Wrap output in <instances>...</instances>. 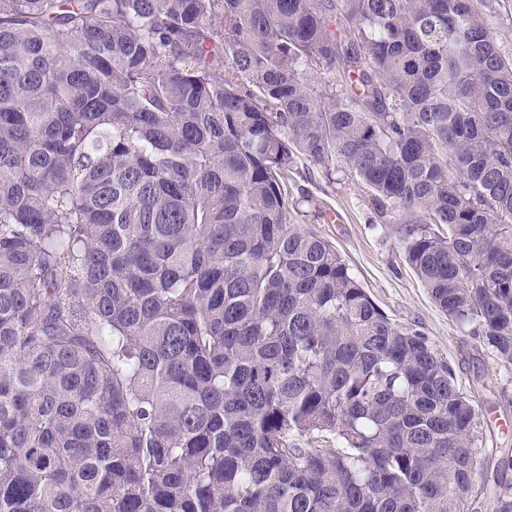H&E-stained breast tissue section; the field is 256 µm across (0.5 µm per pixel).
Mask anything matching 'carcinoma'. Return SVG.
<instances>
[{
    "mask_svg": "<svg viewBox=\"0 0 512 512\" xmlns=\"http://www.w3.org/2000/svg\"><path fill=\"white\" fill-rule=\"evenodd\" d=\"M486 3L0 0V512H512L451 365L289 188L348 170L511 366Z\"/></svg>",
    "mask_w": 512,
    "mask_h": 512,
    "instance_id": "carcinoma-1",
    "label": "carcinoma"
}]
</instances>
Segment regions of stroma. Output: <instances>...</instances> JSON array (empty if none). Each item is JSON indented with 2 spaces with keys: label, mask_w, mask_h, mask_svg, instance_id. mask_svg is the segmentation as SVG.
Masks as SVG:
<instances>
[{
  "label": "stroma",
  "mask_w": 512,
  "mask_h": 512,
  "mask_svg": "<svg viewBox=\"0 0 512 512\" xmlns=\"http://www.w3.org/2000/svg\"><path fill=\"white\" fill-rule=\"evenodd\" d=\"M295 194L309 196L298 223L330 241L376 304L398 325L421 331L453 367L475 401L483 441L493 457L512 455V366H503L481 337L442 313L409 267L399 225L378 222L369 190L344 168L333 176L299 163Z\"/></svg>",
  "instance_id": "obj_1"
}]
</instances>
